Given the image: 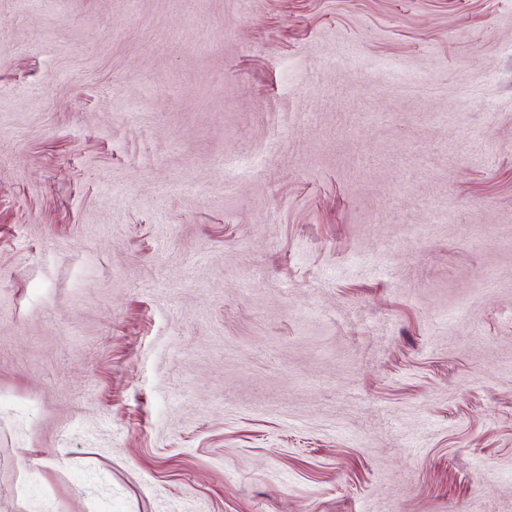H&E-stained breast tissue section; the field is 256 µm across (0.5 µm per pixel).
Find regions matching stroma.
Instances as JSON below:
<instances>
[{
    "label": "stroma",
    "instance_id": "35a3bbf8",
    "mask_svg": "<svg viewBox=\"0 0 512 512\" xmlns=\"http://www.w3.org/2000/svg\"><path fill=\"white\" fill-rule=\"evenodd\" d=\"M0 512H512V0H0Z\"/></svg>",
    "mask_w": 512,
    "mask_h": 512
}]
</instances>
